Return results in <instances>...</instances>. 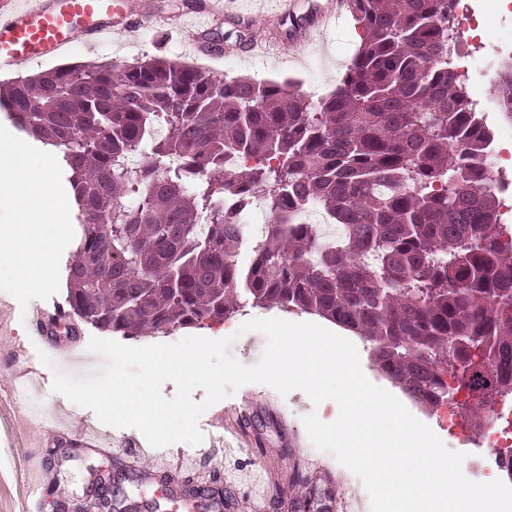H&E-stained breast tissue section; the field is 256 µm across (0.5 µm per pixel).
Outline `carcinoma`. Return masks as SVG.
I'll return each instance as SVG.
<instances>
[{
    "label": "carcinoma",
    "instance_id": "1",
    "mask_svg": "<svg viewBox=\"0 0 512 512\" xmlns=\"http://www.w3.org/2000/svg\"><path fill=\"white\" fill-rule=\"evenodd\" d=\"M346 7L361 44L318 99L154 57L22 78L0 86V111L69 173L82 229L69 317L137 337L244 304L301 310L369 342L376 370L417 405L465 396L456 408L479 427L473 409L512 392V240L483 188L489 131L457 71L453 0ZM156 121L166 135L127 168ZM226 149L239 170H224ZM255 192L275 223L250 241L221 200ZM308 200L341 242L288 222Z\"/></svg>",
    "mask_w": 512,
    "mask_h": 512
}]
</instances>
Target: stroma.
Wrapping results in <instances>:
<instances>
[{
  "label": "stroma",
  "mask_w": 512,
  "mask_h": 512,
  "mask_svg": "<svg viewBox=\"0 0 512 512\" xmlns=\"http://www.w3.org/2000/svg\"><path fill=\"white\" fill-rule=\"evenodd\" d=\"M202 2L150 0L152 15L143 19L137 37L116 35L95 46L78 45L59 57L21 64L14 73L1 74L0 82L69 63L113 60L130 64L146 57H162L191 63L220 76L287 81L299 88L312 78L326 95L336 89L360 44L362 31L348 10L320 18L328 0H293L291 11L286 13L280 8V0H228L223 17L205 28L209 41L222 50L223 56L208 57L193 46V20ZM295 18L302 19L301 28L291 27ZM508 29L512 30V0H483L478 29H469L464 21L455 25L454 36L461 53L458 65L478 96L488 93L481 85V62ZM257 39L283 44L284 49L274 56L249 52V44ZM65 297L61 291L47 300H32L23 308L12 295L0 291V512H20L24 507L29 512H52L57 506L73 512L77 506H88L93 474L99 469L120 475L119 492L124 493L126 502L138 503L140 512H170L171 502L157 499L165 483L163 475L154 470V455L140 459L132 453L133 447L145 445L143 435L134 428H107L112 449L101 452L80 436L86 425L97 423L95 413L52 391L55 370L82 377L102 364L101 358L88 349L91 337L97 333L92 326L81 325L73 340L33 335L35 311L57 314L66 307ZM265 317L291 322L311 319L310 314L298 310L247 306L221 322L177 329L166 335L140 336L132 344H169L190 335L211 339L229 336L233 339L230 354L252 366L263 353L258 346L262 335L240 332L239 327L250 319ZM404 405L448 449L465 453L462 469L467 478L489 480V471L469 457L474 440L481 437L480 428L461 424L453 437L438 414L409 399ZM313 412L330 423L337 418L339 407L331 400L313 405L300 390L284 396L269 386L248 384L201 415V445L175 443L164 452L177 462L197 456L201 449L211 450L214 464H201L190 478L180 479L179 486L186 491L190 486H208L213 478H221V512H251L250 487L224 481L223 475L250 469L256 461L266 467L264 512H332L345 502L350 512H371L370 498L360 480L310 441L303 419ZM224 424L245 439L246 450L225 451L219 439Z\"/></svg>",
  "instance_id": "35a3bbf8"
}]
</instances>
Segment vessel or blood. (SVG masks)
Masks as SVG:
<instances>
[{
    "mask_svg": "<svg viewBox=\"0 0 512 512\" xmlns=\"http://www.w3.org/2000/svg\"><path fill=\"white\" fill-rule=\"evenodd\" d=\"M126 0H0V69L135 30Z\"/></svg>",
    "mask_w": 512,
    "mask_h": 512,
    "instance_id": "1",
    "label": "vessel or blood"
}]
</instances>
